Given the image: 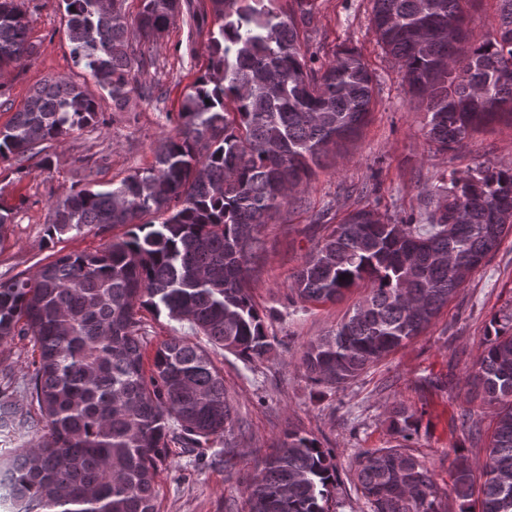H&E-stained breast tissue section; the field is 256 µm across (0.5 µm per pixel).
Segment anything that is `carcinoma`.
I'll list each match as a JSON object with an SVG mask.
<instances>
[{
  "mask_svg": "<svg viewBox=\"0 0 512 512\" xmlns=\"http://www.w3.org/2000/svg\"><path fill=\"white\" fill-rule=\"evenodd\" d=\"M76 62L126 106L146 66L143 47L182 15V0H141L134 20L123 0H61ZM209 0L213 28L204 72L184 94L177 123L154 163L110 189L90 184L52 208L47 235L129 227L95 252L59 255L28 277L0 282V346L29 336L39 351L25 403L0 375V497L10 512H156V478L171 447L203 452L224 439L237 459L235 411L224 373L206 350L172 338L145 369L139 310L188 327L192 336L257 362L272 349L254 301L261 236L291 191L329 163L367 124L374 78L361 54L322 61L302 49L299 29L313 0ZM378 41L408 92L430 114L427 136L441 150L481 128L512 122V0H501L497 34L472 43L463 0H373ZM17 0H0V71L35 53ZM31 106L0 128V160L19 162L97 122L99 104L81 86L48 79ZM512 169L478 168L437 189L417 222L359 208L325 234L290 276L288 302L334 303L366 295L336 328L307 344L301 363L316 385L338 389L424 333L512 223ZM346 274L348 279L339 276ZM471 390L499 407L481 473L462 448L444 487L410 452L414 412L395 405L396 444L362 452L354 480L371 512H512V312L490 321ZM460 423L479 442L481 422ZM336 465L298 429L265 456L246 488L249 512H329Z\"/></svg>",
  "mask_w": 512,
  "mask_h": 512,
  "instance_id": "obj_1",
  "label": "carcinoma"
}]
</instances>
